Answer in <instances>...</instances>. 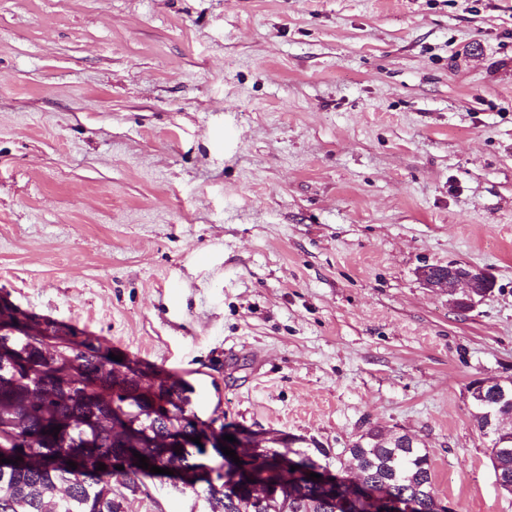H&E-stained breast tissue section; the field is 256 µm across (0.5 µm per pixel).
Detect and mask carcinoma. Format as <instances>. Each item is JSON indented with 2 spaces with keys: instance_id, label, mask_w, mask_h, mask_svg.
Wrapping results in <instances>:
<instances>
[{
  "instance_id": "cac0c4a2",
  "label": "carcinoma",
  "mask_w": 512,
  "mask_h": 512,
  "mask_svg": "<svg viewBox=\"0 0 512 512\" xmlns=\"http://www.w3.org/2000/svg\"><path fill=\"white\" fill-rule=\"evenodd\" d=\"M13 325V335L1 336L21 354L17 366L0 365V434H10L15 443L1 448L0 454H18L28 459L21 468L3 473L0 468V512H121L123 491L134 492L152 477L150 471L133 466L120 471L112 468V457L130 448L147 457V463L182 473V490L205 503L204 512H253V490L242 487L231 497L224 493V462L207 458V450L190 441L204 431V424L191 408L194 387L179 378L148 376L140 363L123 378L112 376L106 367L112 347L95 336H73L68 340L69 359L52 362L44 354L51 340H64L59 328L50 322L30 335L29 317L0 300V322ZM154 398L166 400L172 418L151 415ZM117 406L129 421L150 430L152 438L142 439L126 433L123 424L96 427L91 418L112 417ZM178 426L187 447L176 450L154 447L153 440ZM61 430L54 436L53 427ZM492 441L504 450L490 454L494 470L512 481V426H506ZM82 448L76 468L59 466L56 457L67 448ZM348 453L350 464L340 472H355L373 493L403 498L414 505L413 512H435L432 468L429 455L416 436L385 434L370 428L358 436ZM292 466L277 469L261 451L242 459V466L259 474L267 492L264 512H336L334 498L343 497L348 485L336 487V495L303 478V473L320 466L305 451L293 450ZM106 469L97 470L99 464Z\"/></svg>"
}]
</instances>
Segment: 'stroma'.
<instances>
[{
	"label": "stroma",
	"mask_w": 512,
	"mask_h": 512,
	"mask_svg": "<svg viewBox=\"0 0 512 512\" xmlns=\"http://www.w3.org/2000/svg\"><path fill=\"white\" fill-rule=\"evenodd\" d=\"M453 262L495 280L463 314L417 276ZM0 296L269 447L412 434L455 512H512L466 396L512 378V0H0Z\"/></svg>",
	"instance_id": "obj_1"
}]
</instances>
